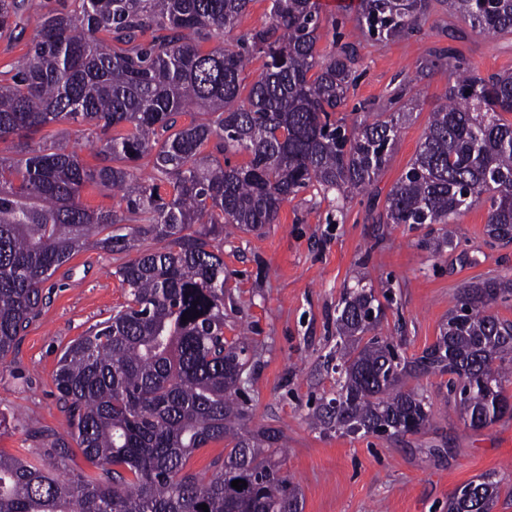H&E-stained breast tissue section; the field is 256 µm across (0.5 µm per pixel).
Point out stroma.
<instances>
[{
  "label": "stroma",
  "mask_w": 512,
  "mask_h": 512,
  "mask_svg": "<svg viewBox=\"0 0 512 512\" xmlns=\"http://www.w3.org/2000/svg\"><path fill=\"white\" fill-rule=\"evenodd\" d=\"M453 47L483 76L512 70V34L483 35L431 0L418 34L390 42L358 35L359 79L338 116L370 104L383 111L404 76L438 48ZM452 80L440 68L418 84L411 120L368 194L337 211L315 189L284 203L279 221L262 232L224 240V335L246 334L256 351L249 364V428L282 430V471L299 487L303 512H448V501L479 476H502L493 512H512V416L474 431L460 419L441 379L409 380L428 396L432 426L422 435L348 436L312 424L316 405L336 395V308L346 289L364 284L391 292L381 333L405 358L421 356L437 339L460 291L481 278L512 277V243L489 242L487 204L459 216L450 231L460 262L436 258L424 246L436 224H390L386 196L414 157L430 114ZM121 256L89 249L47 282L49 299L0 368V452L42 451L65 433L67 416L54 374L65 347L125 303L113 274ZM27 410L26 425L14 419Z\"/></svg>",
  "instance_id": "obj_1"
}]
</instances>
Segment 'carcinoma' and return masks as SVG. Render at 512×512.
Listing matches in <instances>:
<instances>
[{
    "instance_id": "carcinoma-1",
    "label": "carcinoma",
    "mask_w": 512,
    "mask_h": 512,
    "mask_svg": "<svg viewBox=\"0 0 512 512\" xmlns=\"http://www.w3.org/2000/svg\"><path fill=\"white\" fill-rule=\"evenodd\" d=\"M253 0H0V37L36 25L27 52L0 71V365L45 304V283L80 251L124 256L113 275L126 302L63 351L54 375L69 439L36 455L0 452V512H302L298 488L275 456L280 429L247 426L248 343L224 338V235L278 223L282 205L311 186L344 204L363 196L413 114L423 72L455 75L408 168L389 191L388 224H451L490 203L487 236L512 242V70L481 76L441 48L387 101L381 117L359 105L335 118L356 75L355 44L320 52L318 0H270L268 22L209 50ZM485 34L512 33V0H446ZM428 0H359V28L379 41L418 31ZM260 73L242 95L253 56ZM198 112L176 128V116ZM86 128L98 164L54 133ZM214 150H207L208 144ZM244 153L248 161L220 160ZM150 170L148 177L137 170ZM120 196L91 209L82 189ZM151 240L154 248L142 242ZM453 250L448 234L426 243ZM512 300V279L464 288L421 356L402 358L376 334L385 306L373 289L346 291L336 309V397L313 417L347 435L424 430L431 404L406 379L434 374L462 384L453 396L473 430L512 413V322L487 312ZM199 316H194V313ZM188 321H182V317ZM371 334L369 339L364 335ZM75 441L96 471L69 468ZM211 474L186 464L211 442ZM247 486L237 490L234 480ZM500 480L459 487L448 512H492Z\"/></svg>"
}]
</instances>
